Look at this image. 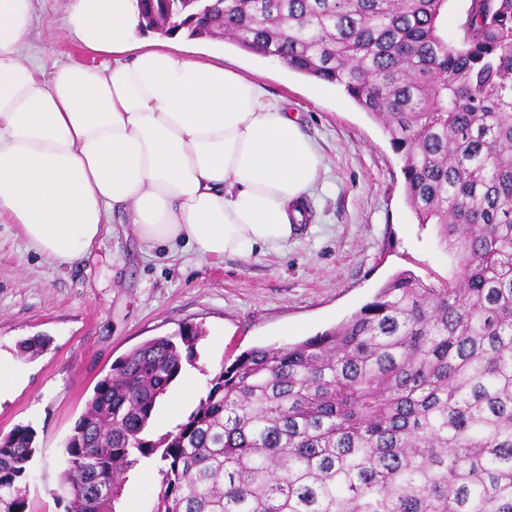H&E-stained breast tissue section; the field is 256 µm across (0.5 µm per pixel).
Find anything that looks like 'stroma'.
Here are the masks:
<instances>
[{"label":"stroma","mask_w":512,"mask_h":512,"mask_svg":"<svg viewBox=\"0 0 512 512\" xmlns=\"http://www.w3.org/2000/svg\"><path fill=\"white\" fill-rule=\"evenodd\" d=\"M69 5L33 0L25 57L48 69L111 65V56L82 45ZM184 45L195 59L262 82L296 115L321 154V175L306 200L311 219L281 246L202 258L182 245L146 247L116 213L89 257L64 266L30 249L17 225L0 223V355L19 377L0 394V434L19 424L36 433L26 484L32 512H64L54 494L65 441L96 383L144 342L186 325L203 331L182 363L197 379L196 392L177 411H157V437L185 421L221 366L243 351L340 324L400 271L425 280L448 275L434 226L419 225L405 201L402 161L389 135L342 87L221 40ZM39 335L50 339L45 350H21L23 340ZM125 482L135 489L137 512H153L158 463L141 462Z\"/></svg>","instance_id":"35a3bbf8"}]
</instances>
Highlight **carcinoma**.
<instances>
[{"mask_svg": "<svg viewBox=\"0 0 512 512\" xmlns=\"http://www.w3.org/2000/svg\"><path fill=\"white\" fill-rule=\"evenodd\" d=\"M133 0L167 24L343 87L403 161L418 223L453 275L396 273L348 320L253 347L154 439L157 403L202 333L151 339L112 366L64 447L65 512H114L125 474L158 458L153 512H512V0ZM34 430L0 435V512Z\"/></svg>", "mask_w": 512, "mask_h": 512, "instance_id": "obj_1", "label": "carcinoma"}]
</instances>
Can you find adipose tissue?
Wrapping results in <instances>:
<instances>
[{"label": "adipose tissue", "instance_id": "obj_1", "mask_svg": "<svg viewBox=\"0 0 512 512\" xmlns=\"http://www.w3.org/2000/svg\"><path fill=\"white\" fill-rule=\"evenodd\" d=\"M33 0H0V220L35 251L86 259L107 212L147 246L201 255L284 243L304 218L320 154L264 85L137 40L132 0H74L99 69L24 62Z\"/></svg>", "mask_w": 512, "mask_h": 512}]
</instances>
